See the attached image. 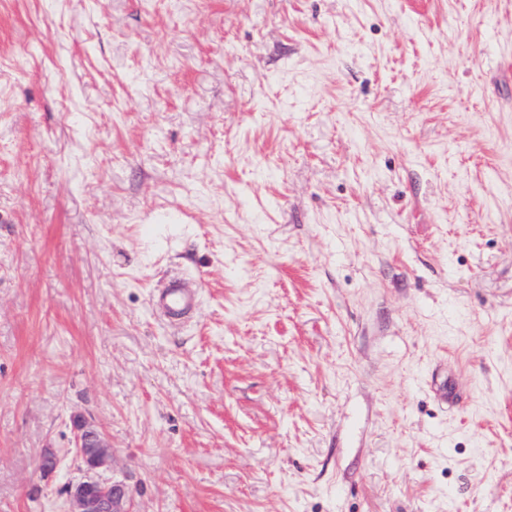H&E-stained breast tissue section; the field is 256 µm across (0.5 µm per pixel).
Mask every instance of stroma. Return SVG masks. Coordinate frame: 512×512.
Masks as SVG:
<instances>
[{
    "mask_svg": "<svg viewBox=\"0 0 512 512\" xmlns=\"http://www.w3.org/2000/svg\"><path fill=\"white\" fill-rule=\"evenodd\" d=\"M76 414L136 512H512V0H0V512ZM199 306V290L184 280H172L152 296V307L163 314L171 324H179L193 315Z\"/></svg>",
    "mask_w": 512,
    "mask_h": 512,
    "instance_id": "stroma-1",
    "label": "stroma"
}]
</instances>
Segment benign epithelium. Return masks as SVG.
Returning <instances> with one entry per match:
<instances>
[{
    "instance_id": "obj_1",
    "label": "benign epithelium",
    "mask_w": 512,
    "mask_h": 512,
    "mask_svg": "<svg viewBox=\"0 0 512 512\" xmlns=\"http://www.w3.org/2000/svg\"><path fill=\"white\" fill-rule=\"evenodd\" d=\"M71 452L81 463L82 476L67 482L68 512H132L133 489L123 481L104 476L112 451L103 433L84 418L73 420ZM59 453L44 449L40 469L45 474L57 470Z\"/></svg>"
}]
</instances>
